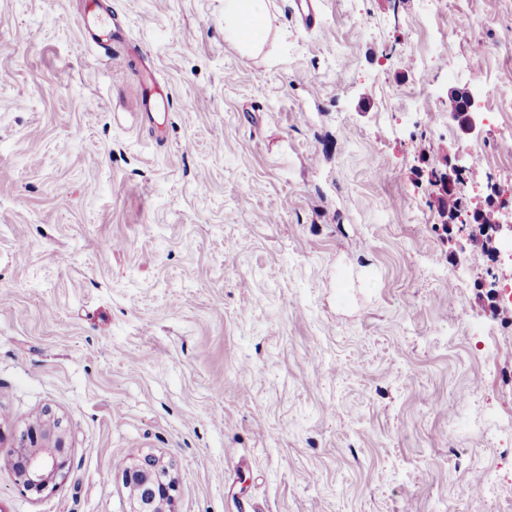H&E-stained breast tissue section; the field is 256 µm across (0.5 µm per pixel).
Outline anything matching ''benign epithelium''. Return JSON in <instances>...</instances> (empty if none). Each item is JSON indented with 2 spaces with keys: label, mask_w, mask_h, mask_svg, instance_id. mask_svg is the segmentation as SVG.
I'll list each match as a JSON object with an SVG mask.
<instances>
[{
  "label": "benign epithelium",
  "mask_w": 512,
  "mask_h": 512,
  "mask_svg": "<svg viewBox=\"0 0 512 512\" xmlns=\"http://www.w3.org/2000/svg\"><path fill=\"white\" fill-rule=\"evenodd\" d=\"M448 117L466 133L477 127L474 100L465 92L450 94ZM483 236L495 244L494 258L512 262V252L503 255L500 245L512 240V224L495 223L483 228ZM61 421L47 411L19 434L15 435L13 468L20 491L40 496L54 490L69 469V447ZM122 478L132 493L133 512H177L176 479L171 465L161 458L146 454L123 465Z\"/></svg>",
  "instance_id": "7a95c632"
}]
</instances>
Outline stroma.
Returning a JSON list of instances; mask_svg holds the SVG:
<instances>
[{"label":"stroma","instance_id":"1","mask_svg":"<svg viewBox=\"0 0 512 512\" xmlns=\"http://www.w3.org/2000/svg\"><path fill=\"white\" fill-rule=\"evenodd\" d=\"M81 2L0 0V457L46 410L70 446L0 512H131L147 453L178 512H512V265L431 177L512 221V0H267L250 54L224 0H102L108 60ZM86 10L82 17L81 30L83 37L95 43L103 54L111 59L112 42L122 38V29L113 25L109 14L96 0H86ZM106 12V13H105ZM141 85V94L132 102L131 109L133 112L149 117L158 105L157 96L160 94L157 92L156 84L150 75L143 77ZM477 114L474 100L467 93L454 91L450 94L448 117L456 122L462 131L469 133L476 129Z\"/></svg>","mask_w":512,"mask_h":512}]
</instances>
